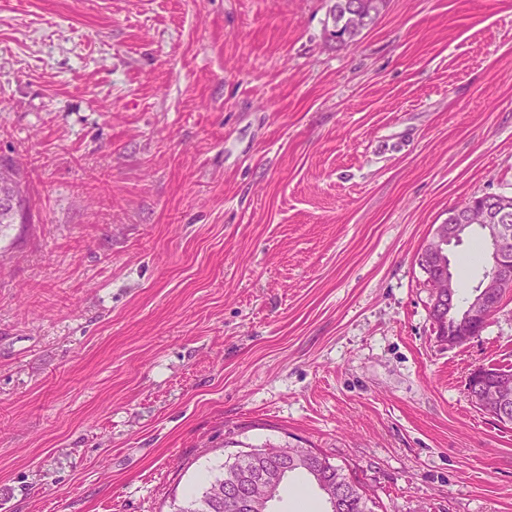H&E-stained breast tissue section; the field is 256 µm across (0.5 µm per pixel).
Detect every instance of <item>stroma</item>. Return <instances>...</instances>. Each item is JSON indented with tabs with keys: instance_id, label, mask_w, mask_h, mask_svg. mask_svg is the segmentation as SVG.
Masks as SVG:
<instances>
[{
	"instance_id": "stroma-1",
	"label": "stroma",
	"mask_w": 512,
	"mask_h": 512,
	"mask_svg": "<svg viewBox=\"0 0 512 512\" xmlns=\"http://www.w3.org/2000/svg\"><path fill=\"white\" fill-rule=\"evenodd\" d=\"M0 0V512H170L301 445L374 512H512V293L439 341L417 255L512 197V0ZM450 246L460 296L486 266ZM356 0H330L332 4L329 7L328 17L331 20V27L328 34L331 40L336 44L350 45L355 44L364 31L370 30L375 26L381 13L374 16H368L363 20L362 16H354L352 7ZM2 162H5V165L12 169L15 176V184H16V197L13 199H8L7 201L0 198V227L7 224H14L9 219V212L13 209V207L25 210L26 204V196H25V186L22 178V169L21 166L11 157L6 155H0V165ZM13 202V204H12ZM491 370H498V368L489 366L474 368L468 376L467 390L472 392L475 400L485 406L496 407L499 410V415L497 413L492 415L498 417V420L502 422V419L508 420V401L512 400V375L498 372L494 373V378L489 380L486 372H491Z\"/></svg>"
}]
</instances>
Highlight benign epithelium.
<instances>
[{
    "instance_id": "obj_1",
    "label": "benign epithelium",
    "mask_w": 512,
    "mask_h": 512,
    "mask_svg": "<svg viewBox=\"0 0 512 512\" xmlns=\"http://www.w3.org/2000/svg\"><path fill=\"white\" fill-rule=\"evenodd\" d=\"M512 210V205L503 203V207L481 205V229L486 233L490 243L489 264L491 274L488 275L471 298L468 312L456 313L453 307L456 282L452 276L435 275L428 277V286L432 290L433 302L437 303L434 324L440 341L448 346H457L470 338L479 335L485 328L489 317L499 307L505 291L512 288V224L499 223L498 210ZM466 224H439L431 239L418 255V261L431 268L442 265L447 247L454 243L467 231ZM489 366H478L468 376V391L474 399L485 406H494L499 410L502 419H508V402L512 400V375L498 372L493 379L486 373ZM288 469L283 466L277 470H260L246 483L234 481L227 484L224 493L226 501L233 506L254 512L257 502L251 489L255 485L263 486L271 494L278 489L281 474Z\"/></svg>"
}]
</instances>
